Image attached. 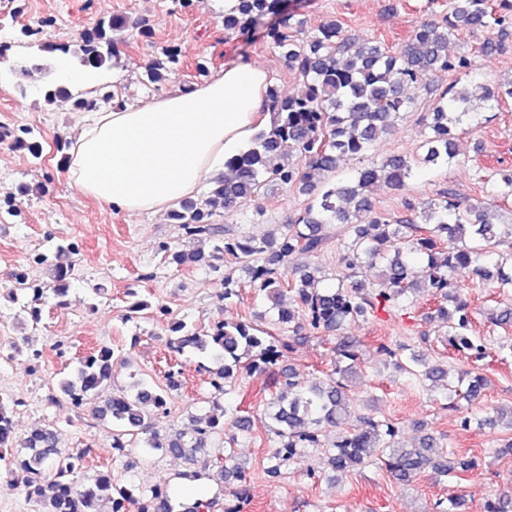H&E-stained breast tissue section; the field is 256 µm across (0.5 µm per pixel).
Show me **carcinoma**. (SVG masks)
<instances>
[{
  "label": "carcinoma",
  "instance_id": "1",
  "mask_svg": "<svg viewBox=\"0 0 512 512\" xmlns=\"http://www.w3.org/2000/svg\"><path fill=\"white\" fill-rule=\"evenodd\" d=\"M284 8V0H237L224 14L227 38L249 31L267 15L279 16L266 38L298 77L300 87L288 97L272 86L267 88L269 126L253 136L246 151L225 163L224 176L201 198L185 199L172 211V219L188 237L214 241L212 250L187 253L162 246L165 262L176 266L191 263L213 268L225 257H232L248 272L255 296L270 303L271 323L278 327L276 336L242 320L226 321L204 332L175 317L167 322L165 345L178 355L211 359L212 366L206 371L214 388L211 403L215 410L220 408L226 387L238 378L267 377V386L275 389L267 403L269 427L277 437L276 450L266 467L273 479L295 455L321 447V430L342 423L350 407V387L359 376L354 344L339 350L340 360L323 378L306 383L293 372L280 378L270 373L279 348L299 339L301 321L317 331H338L382 302L404 307L426 294L436 306L437 318L448 328V349L480 361L487 346L481 337L469 334L472 311L466 298L451 293L454 273L469 268L483 282H494L504 291L512 289V252L494 251L512 239V224L491 222L480 204L450 190L435 198L406 201L409 216L399 220L376 209L372 201L377 188L407 189L415 170L422 166L448 168L461 163L456 133L477 120L474 103L493 107L512 99V81L495 85L488 79L456 80L420 115L424 134L415 157L376 155L377 143L391 135L404 114L416 111V98L407 88L418 75L473 70L471 54L448 55V43L459 32H495L501 37L512 33V0H449L448 14L422 21L395 46L348 34L339 19L306 31L302 23H290ZM142 27V22L114 18L99 23L92 34L80 33V65L91 71L110 67L118 44L127 42L133 31ZM11 67L23 76L32 69L43 70L41 59L30 57L12 61ZM180 67L178 54L169 51L147 71V82L161 83ZM44 97L51 106L86 111L97 107V99L74 93L54 79L44 87ZM30 135L25 127L7 132L12 146L27 149L37 159L40 146ZM347 155L362 160L353 176L344 183L326 181V174L335 171ZM476 181L489 189L491 196L512 200V171L502 174L497 169L479 168ZM270 182L293 188L312 200L293 223L277 225V234L261 239L219 237L223 229L214 223V217L255 199ZM333 230L348 242L339 259L336 286L319 289L315 284L325 278L322 268L296 264L294 259L323 252ZM414 254L426 257L419 272L413 264ZM365 267L378 270L376 279L356 278ZM68 292L67 268L56 265L52 281L41 282L37 288L25 277L16 276L8 296L25 320L37 324L42 306L49 302L65 305ZM449 301L453 302L451 309ZM122 360L121 351L110 346L91 347L59 380L60 391L74 402L75 409L86 408L94 419L112 422V438L119 443L120 452L131 447L160 450L191 464L206 460L211 441L224 435L219 415L196 416L188 429L161 431L157 421L176 372H168L164 387L141 378L134 385L135 393H112L113 367ZM410 361L406 371L418 381L443 386L448 403L463 399L471 405L481 398L483 377L475 375L466 383L461 378L453 381L441 361L428 362L415 352ZM21 405L22 401L0 393V462L23 482L34 512H89L97 491L112 487L110 475L78 483L75 465L61 463L57 432L50 426L25 437L20 443L25 453L13 456L15 432L10 418ZM503 419L499 413L473 414L463 425L494 428ZM396 436L392 424L363 415L357 429L342 434L325 449L328 463L343 471L376 455L392 481L402 486L428 470L461 479L474 467L470 459L452 457L432 433L422 434L412 446L401 444ZM229 474L240 483L246 480L234 451L226 448L224 475ZM172 493L167 484L135 493L125 486L116 487L110 496L112 512H129L132 506L137 512H156L157 504ZM486 512H512V488L497 493Z\"/></svg>",
  "mask_w": 512,
  "mask_h": 512
}]
</instances>
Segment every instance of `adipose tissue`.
<instances>
[{
  "label": "adipose tissue",
  "instance_id": "1",
  "mask_svg": "<svg viewBox=\"0 0 512 512\" xmlns=\"http://www.w3.org/2000/svg\"><path fill=\"white\" fill-rule=\"evenodd\" d=\"M265 70L225 66L204 85L88 113L66 152L73 184L124 212L169 210L221 177L266 109Z\"/></svg>",
  "mask_w": 512,
  "mask_h": 512
}]
</instances>
